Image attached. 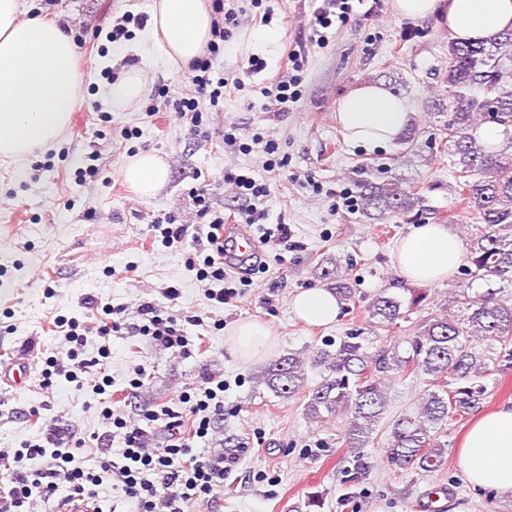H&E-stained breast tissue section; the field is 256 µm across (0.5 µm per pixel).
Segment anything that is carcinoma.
Segmentation results:
<instances>
[{"label": "carcinoma", "mask_w": 512, "mask_h": 512, "mask_svg": "<svg viewBox=\"0 0 512 512\" xmlns=\"http://www.w3.org/2000/svg\"><path fill=\"white\" fill-rule=\"evenodd\" d=\"M512 55V31L477 43L448 45V113L445 127L453 147V165L463 199L481 222L464 256L466 278L455 283L457 311L430 314L406 337V355L387 350L371 354L366 338L351 332L336 351L319 349L313 362L327 371L316 387L306 389L305 360L294 355L269 364L263 382L281 398L308 390L305 412L322 421L324 414H346L344 439L350 448H367L387 409L385 387L376 374L393 379L409 374L430 377V389L419 409L393 424L386 463L396 469L433 472L445 461L441 426L479 410L486 399L483 379L502 366H512V299L499 296L498 282L512 287V73L503 59ZM492 123L502 140L482 143L477 129ZM365 211L404 214L419 202L410 186L398 181L361 185ZM488 288L478 291L474 283ZM430 304L424 292L405 297L388 290L370 305L375 326L394 329L398 320ZM479 341L492 351L476 349Z\"/></svg>", "instance_id": "1"}]
</instances>
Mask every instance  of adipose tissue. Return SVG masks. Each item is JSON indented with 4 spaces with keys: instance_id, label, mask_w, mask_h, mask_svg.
<instances>
[{
    "instance_id": "adipose-tissue-1",
    "label": "adipose tissue",
    "mask_w": 512,
    "mask_h": 512,
    "mask_svg": "<svg viewBox=\"0 0 512 512\" xmlns=\"http://www.w3.org/2000/svg\"><path fill=\"white\" fill-rule=\"evenodd\" d=\"M397 17L435 20L454 41H480L512 30V0H394ZM213 10L210 0H153L151 19L131 46L143 59L184 70L207 51ZM76 47L59 24L21 16L20 0H0V160L21 163L52 144L67 127L82 94ZM410 120L400 95L381 84L359 85L339 101L336 124L345 139L365 147L398 140ZM123 181L149 198L165 184L168 167L152 153L123 166ZM462 259L459 237L444 224L411 228L396 248L395 265L409 283L436 284ZM294 315L311 326L338 321L341 302L334 291L311 288L291 302ZM274 338L262 323H238L236 351L246 360L265 355ZM458 465L468 481L512 496V402L472 417Z\"/></svg>"
}]
</instances>
